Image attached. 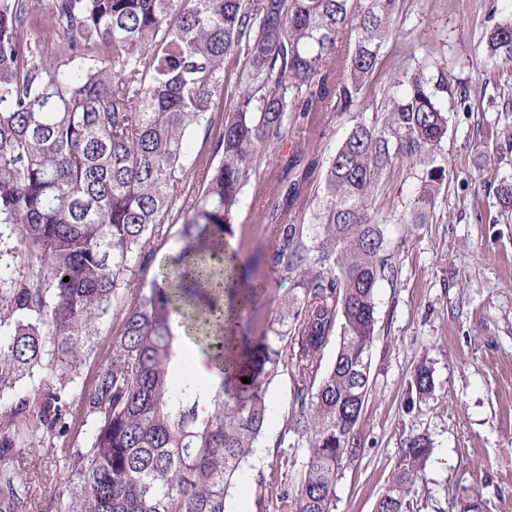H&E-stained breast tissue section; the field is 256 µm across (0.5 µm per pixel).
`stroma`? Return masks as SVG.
<instances>
[{"instance_id": "obj_1", "label": "stroma", "mask_w": 512, "mask_h": 512, "mask_svg": "<svg viewBox=\"0 0 512 512\" xmlns=\"http://www.w3.org/2000/svg\"><path fill=\"white\" fill-rule=\"evenodd\" d=\"M392 25L398 31L382 51L373 87L402 70L407 53L438 45L464 78L483 112H452L437 158L447 173L425 224H403L417 175L408 165L388 169L374 209L386 228V251L395 269L376 291V338L370 393L356 426L360 455L347 462L336 487L334 512H374L410 437L426 435L433 448L414 488L420 512H512V212H502L495 188L512 175V114L495 111L484 88L485 69L512 73V60L477 61L475 50L490 30L485 0H404ZM268 210L255 186L244 190L231 244L242 257L262 245L261 218ZM269 280L267 296L251 311L245 329L258 332L273 318L290 284L271 279L266 264L253 271ZM432 376L423 397L411 390L419 367ZM292 383L279 376L267 390L265 434L228 498L230 512H291L283 492L301 469L306 451L286 433ZM21 456L34 459L24 483L46 496L64 497L68 483L27 440ZM271 480L258 495L253 478Z\"/></svg>"}]
</instances>
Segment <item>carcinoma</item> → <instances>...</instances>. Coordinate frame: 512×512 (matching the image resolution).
<instances>
[{"mask_svg":"<svg viewBox=\"0 0 512 512\" xmlns=\"http://www.w3.org/2000/svg\"><path fill=\"white\" fill-rule=\"evenodd\" d=\"M400 3L48 0L39 10L0 0V241L16 240L0 257L27 270L0 278V512H227L281 372L293 380L287 429L307 449L292 512H334L341 466L361 452L354 431L370 390L375 290L392 274L372 215L378 186L395 162L423 161L401 217L420 223L447 180L437 156L448 106L475 110L445 56H412L386 92L385 124L357 122L329 156L318 223H296L320 167L304 133L364 100ZM57 29L61 62H47L32 35ZM104 40L110 63L92 54ZM485 49L512 59V13ZM230 59L240 65L234 84ZM486 76L512 112V76ZM215 95L230 104L217 127ZM196 136L208 154L190 151ZM292 140V158L273 163ZM263 165L274 245L265 261L293 282L279 310L289 325L229 341L224 331L269 287L247 277L236 298L224 287L226 270L243 265L227 238ZM191 175L201 182L190 191ZM496 196L512 210V180ZM179 200L181 247L164 283L147 285L130 268L152 260ZM179 333L218 362L219 384L186 375L175 385ZM17 433L65 473L67 497L22 485ZM431 453L428 438L407 440L375 512H417L413 487Z\"/></svg>","mask_w":512,"mask_h":512,"instance_id":"cac0c4a2","label":"carcinoma"}]
</instances>
